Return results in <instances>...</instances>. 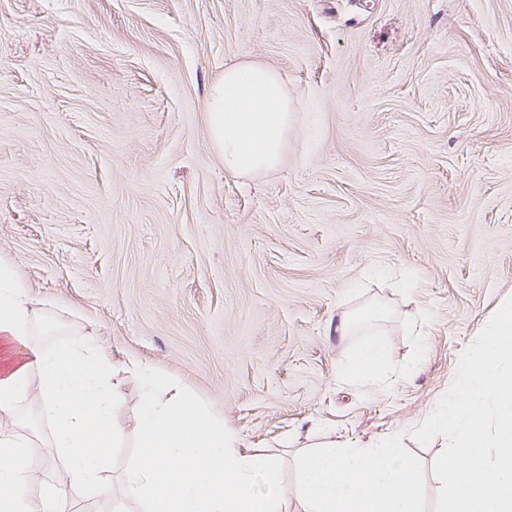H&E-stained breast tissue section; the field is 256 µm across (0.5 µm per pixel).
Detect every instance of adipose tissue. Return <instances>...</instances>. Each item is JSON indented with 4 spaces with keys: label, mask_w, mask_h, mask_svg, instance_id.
<instances>
[{
    "label": "adipose tissue",
    "mask_w": 512,
    "mask_h": 512,
    "mask_svg": "<svg viewBox=\"0 0 512 512\" xmlns=\"http://www.w3.org/2000/svg\"><path fill=\"white\" fill-rule=\"evenodd\" d=\"M292 112L275 68L246 58L225 67L207 104L210 137L225 167L246 175L279 165ZM41 334L33 298L1 264L0 339L27 356L0 372V512H73L79 500L111 494L140 512H288L292 498L299 512H422L419 474L400 435L352 445L321 435L299 454L288 497L279 459L243 450L223 416L177 380L135 358L114 365L91 338L47 343ZM388 365L389 347L375 337L353 353L344 376L369 381ZM128 373L141 384L137 453L113 486L104 473L125 436L118 408ZM33 402L45 457L63 469L55 482L31 467V440L1 424ZM259 478L265 490H257Z\"/></svg>",
    "instance_id": "obj_1"
}]
</instances>
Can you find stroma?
<instances>
[{
    "instance_id": "1",
    "label": "stroma",
    "mask_w": 512,
    "mask_h": 512,
    "mask_svg": "<svg viewBox=\"0 0 512 512\" xmlns=\"http://www.w3.org/2000/svg\"><path fill=\"white\" fill-rule=\"evenodd\" d=\"M243 56L294 108L249 176L205 113ZM0 263L57 336L278 455L284 490L312 428L404 432L430 512L446 442L409 431L512 297V0H0ZM375 333L390 371L342 382ZM387 309L380 303H374L362 310L357 316L343 315L336 321L337 336H349L360 323L372 324L383 319Z\"/></svg>"
}]
</instances>
